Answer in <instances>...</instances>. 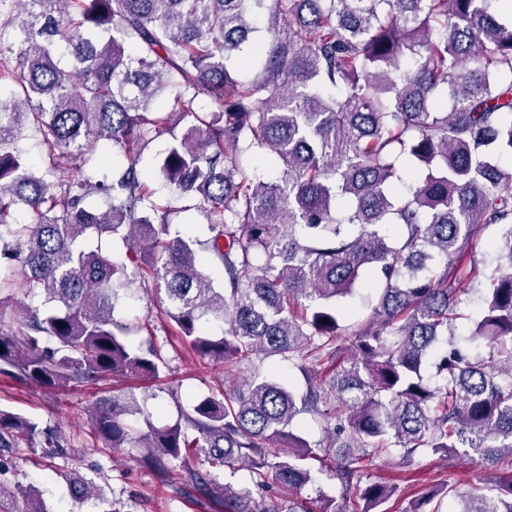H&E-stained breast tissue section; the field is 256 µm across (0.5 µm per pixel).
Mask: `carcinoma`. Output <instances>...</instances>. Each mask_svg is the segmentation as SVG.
Here are the masks:
<instances>
[{"instance_id":"cac0c4a2","label":"carcinoma","mask_w":512,"mask_h":512,"mask_svg":"<svg viewBox=\"0 0 512 512\" xmlns=\"http://www.w3.org/2000/svg\"><path fill=\"white\" fill-rule=\"evenodd\" d=\"M265 2L0 0V290L18 282L42 298L0 326V375L58 391L159 377L163 346H130L114 319L127 264L76 246L112 235L199 357L230 379L278 358L308 385L298 395L250 376L196 399L185 424L144 430L135 397H102L90 413L102 447L148 449L160 480L222 496L225 512H377L394 488L363 460L475 454L492 472L486 492L430 488L405 512H435L441 494L455 512H512V167L500 162L512 153V16L496 0H273L269 14ZM239 54L255 77L228 67ZM28 131L55 180L26 159ZM156 141L166 184L200 202L201 250L171 235L139 167ZM250 162L280 177L252 179ZM93 194L109 208H88ZM490 225L499 275L468 336L488 354H464L453 321L479 274L472 237ZM368 286L369 315L344 343L336 310ZM303 414L329 425L323 440L295 432ZM23 444L67 459L59 433L0 409V473ZM338 456L343 505L298 498L317 480L309 461ZM193 459L243 468L251 486H219ZM60 472L73 498L100 500L91 480ZM272 483L282 497L263 495ZM0 512L53 510L35 485L0 480Z\"/></svg>"}]
</instances>
